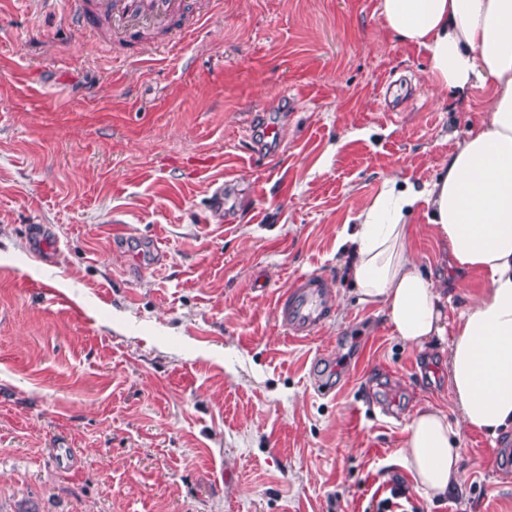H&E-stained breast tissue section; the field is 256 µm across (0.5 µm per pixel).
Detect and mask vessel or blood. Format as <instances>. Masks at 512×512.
<instances>
[{
  "label": "vessel or blood",
  "mask_w": 512,
  "mask_h": 512,
  "mask_svg": "<svg viewBox=\"0 0 512 512\" xmlns=\"http://www.w3.org/2000/svg\"><path fill=\"white\" fill-rule=\"evenodd\" d=\"M71 19L89 29L102 24L108 39L136 43V62H144L151 51L145 43L147 31L167 34L176 41L175 26L186 15V0H70ZM334 290L318 272L296 275L274 297L278 320L288 335L305 340L327 323L334 306Z\"/></svg>",
  "instance_id": "obj_1"
}]
</instances>
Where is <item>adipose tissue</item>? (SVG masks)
I'll list each match as a JSON object with an SVG mask.
<instances>
[{"mask_svg":"<svg viewBox=\"0 0 512 512\" xmlns=\"http://www.w3.org/2000/svg\"><path fill=\"white\" fill-rule=\"evenodd\" d=\"M378 10L388 31L428 52L440 90L462 99L486 91V116L433 181L385 179L355 223L343 225L336 251L360 302L380 304L402 341L449 338L448 381L461 418L495 436L512 428V0H379ZM420 208L456 271L486 281L453 321L442 284L410 249ZM452 433L447 415L432 407L407 427L402 463L427 496L445 497L462 484Z\"/></svg>","mask_w":512,"mask_h":512,"instance_id":"1","label":"adipose tissue"}]
</instances>
